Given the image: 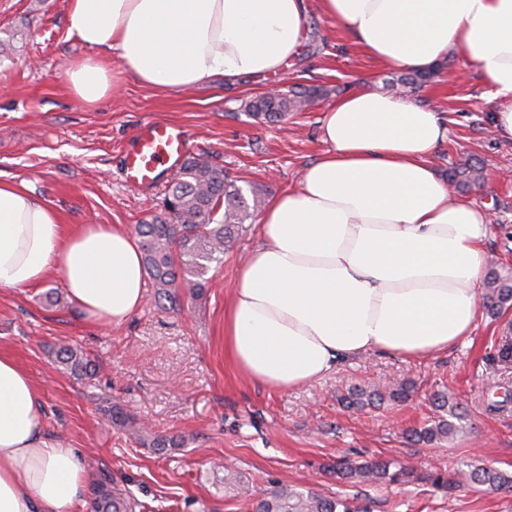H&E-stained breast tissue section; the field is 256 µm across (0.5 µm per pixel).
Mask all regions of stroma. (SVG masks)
I'll return each mask as SVG.
<instances>
[{"label":"stroma","mask_w":512,"mask_h":512,"mask_svg":"<svg viewBox=\"0 0 512 512\" xmlns=\"http://www.w3.org/2000/svg\"><path fill=\"white\" fill-rule=\"evenodd\" d=\"M315 36L278 74L241 80L232 90L210 84L190 92L139 83L113 61L115 89L93 105L66 89L65 73L91 55L69 29L67 0H0V181L25 184L69 226L121 224L159 212L170 175L142 190L123 177V146L144 121L185 125L191 156L224 167L243 190L265 199L297 186L304 168L327 149L321 120L330 102L355 88L381 90L382 68L335 23L311 14ZM320 86L313 109L279 124H259L242 108L247 96ZM442 112L448 137L431 157L440 174L472 161L483 180L461 192L490 218V267L512 276V141L491 130L496 103L469 55L449 50L444 72L415 96ZM222 261L200 296L181 290L179 307L147 300L122 325L94 324L70 301L59 274L30 288H0V353L32 376L45 410V432L77 448L91 478L108 474L144 504V512H252L250 504L281 485L358 497L370 512H512V490L467 484L435 486L468 464L512 474V363L495 358V341L512 311L482 314L465 342L417 358L373 354L315 382L282 392L248 380L224 359V297L231 277L259 238V217ZM95 359L84 382L55 365L59 343ZM406 384L410 398L378 408H345L349 387ZM445 391L461 405L456 430L413 444L408 429L434 417L431 398ZM107 397L178 448L140 445L103 414ZM501 409L488 410L489 402ZM393 459L415 469L406 483L353 484L336 477L340 460ZM238 474L224 480V469Z\"/></svg>","instance_id":"obj_1"}]
</instances>
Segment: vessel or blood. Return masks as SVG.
I'll use <instances>...</instances> for the list:
<instances>
[{
	"label": "vessel or blood",
	"instance_id": "obj_1",
	"mask_svg": "<svg viewBox=\"0 0 512 512\" xmlns=\"http://www.w3.org/2000/svg\"><path fill=\"white\" fill-rule=\"evenodd\" d=\"M190 149V135L184 126L165 121L139 125L126 143L123 160L126 179L149 189L160 175L179 167Z\"/></svg>",
	"mask_w": 512,
	"mask_h": 512
}]
</instances>
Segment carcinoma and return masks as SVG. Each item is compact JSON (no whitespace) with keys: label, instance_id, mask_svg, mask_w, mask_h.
Masks as SVG:
<instances>
[{"label":"carcinoma","instance_id":"cac0c4a2","mask_svg":"<svg viewBox=\"0 0 512 512\" xmlns=\"http://www.w3.org/2000/svg\"><path fill=\"white\" fill-rule=\"evenodd\" d=\"M440 67L428 71H405L385 82L388 90L400 94L418 92L439 74ZM327 90L308 86L285 95L269 98L255 95L244 102L248 116L259 123L281 122L294 112L324 98ZM483 167L465 164L448 173V182L459 188L470 186L482 178ZM262 205L258 189L246 197L235 181L224 175V167L206 158L186 160L171 182L161 202L158 214L137 227L141 238L143 265L151 279L152 287L160 298L175 305L177 288L182 286L197 293L206 286L209 263L220 260L226 247L243 231L244 220L250 212ZM485 306L490 316L500 317L512 308V279L492 273L488 281ZM57 362L66 366L81 380H91L97 368L88 355L70 345L56 350ZM409 398V388L400 384L395 388L353 387L344 402L350 408H364L386 400L404 402ZM438 416L434 420L410 431L416 443L429 444L453 433V426L441 416L453 413L458 404L446 393L434 399ZM112 424L126 429L142 445L163 450L177 448L173 439L158 436L137 422L119 405L104 407ZM414 470L393 460H376L361 464L336 465V475L351 483H397L413 476ZM456 475L472 485L488 486L494 490L512 488V476L488 466L460 469ZM92 512H136L138 503L118 488L112 480L102 477L91 487ZM255 512H362L354 502L341 496H322L312 490H297L290 486L275 488L255 503Z\"/></svg>","mask_w":512,"mask_h":512}]
</instances>
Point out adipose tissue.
Listing matches in <instances>:
<instances>
[{"label": "adipose tissue", "instance_id": "obj_1", "mask_svg": "<svg viewBox=\"0 0 512 512\" xmlns=\"http://www.w3.org/2000/svg\"><path fill=\"white\" fill-rule=\"evenodd\" d=\"M318 3L383 67L471 54L498 101L493 128L512 140V0ZM308 11L307 0H68L70 30L94 54L72 65L67 87L88 105L107 97L115 56L157 90L273 74L296 53ZM446 132L439 112L367 89L326 108L328 150L264 206L233 275L224 351L239 371L287 391L365 355L420 357L472 335L490 218L433 167ZM53 270L96 324L121 325L145 303L135 235L120 224L66 230L24 184L0 182V288ZM88 481L76 449L46 435L28 372L0 354V512H72Z\"/></svg>", "mask_w": 512, "mask_h": 512}]
</instances>
